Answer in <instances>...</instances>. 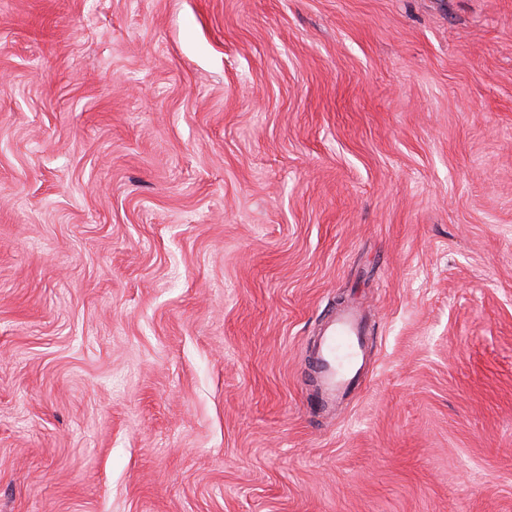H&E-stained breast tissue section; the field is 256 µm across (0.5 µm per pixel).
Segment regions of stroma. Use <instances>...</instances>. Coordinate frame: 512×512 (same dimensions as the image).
<instances>
[{"instance_id": "stroma-1", "label": "stroma", "mask_w": 512, "mask_h": 512, "mask_svg": "<svg viewBox=\"0 0 512 512\" xmlns=\"http://www.w3.org/2000/svg\"><path fill=\"white\" fill-rule=\"evenodd\" d=\"M0 512H512V0H0ZM367 327L362 313L353 307L332 316L317 340L315 373L323 406L344 398L361 374Z\"/></svg>"}]
</instances>
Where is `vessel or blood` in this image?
<instances>
[{
	"label": "vessel or blood",
	"instance_id": "obj_1",
	"mask_svg": "<svg viewBox=\"0 0 512 512\" xmlns=\"http://www.w3.org/2000/svg\"><path fill=\"white\" fill-rule=\"evenodd\" d=\"M367 327L362 313L353 307L332 316L317 340L315 373L322 405L344 398L360 375L366 348Z\"/></svg>",
	"mask_w": 512,
	"mask_h": 512
}]
</instances>
